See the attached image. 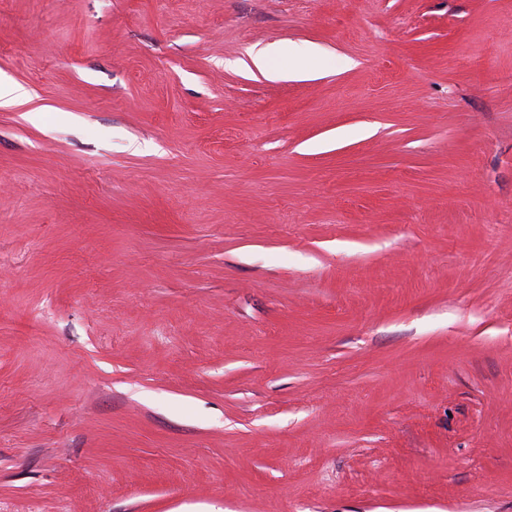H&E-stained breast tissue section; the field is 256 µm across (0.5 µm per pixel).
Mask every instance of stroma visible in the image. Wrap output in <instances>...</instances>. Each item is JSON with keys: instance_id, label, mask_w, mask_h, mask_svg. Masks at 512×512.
<instances>
[{"instance_id": "stroma-1", "label": "stroma", "mask_w": 512, "mask_h": 512, "mask_svg": "<svg viewBox=\"0 0 512 512\" xmlns=\"http://www.w3.org/2000/svg\"><path fill=\"white\" fill-rule=\"evenodd\" d=\"M511 26L0 0V512H512Z\"/></svg>"}]
</instances>
